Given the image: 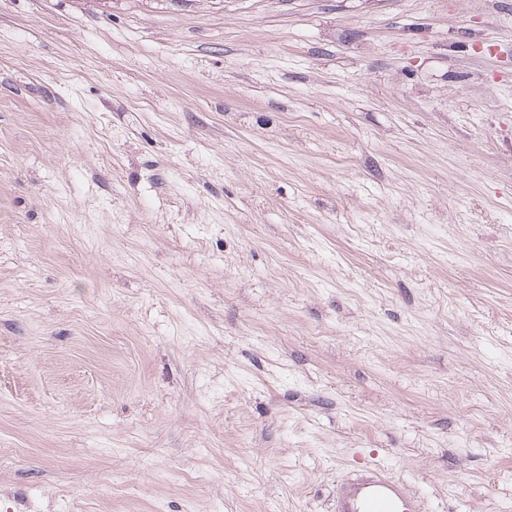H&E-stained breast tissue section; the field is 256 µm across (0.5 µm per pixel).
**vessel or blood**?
<instances>
[{
  "instance_id": "obj_1",
  "label": "vessel or blood",
  "mask_w": 512,
  "mask_h": 512,
  "mask_svg": "<svg viewBox=\"0 0 512 512\" xmlns=\"http://www.w3.org/2000/svg\"><path fill=\"white\" fill-rule=\"evenodd\" d=\"M417 497L406 482L384 469L346 477L336 497V512H419Z\"/></svg>"
}]
</instances>
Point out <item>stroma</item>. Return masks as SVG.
<instances>
[{"label": "stroma", "mask_w": 512, "mask_h": 512, "mask_svg": "<svg viewBox=\"0 0 512 512\" xmlns=\"http://www.w3.org/2000/svg\"><path fill=\"white\" fill-rule=\"evenodd\" d=\"M512 512V0H0V512ZM417 497L406 482L382 468L340 482L336 512H419Z\"/></svg>", "instance_id": "1"}]
</instances>
